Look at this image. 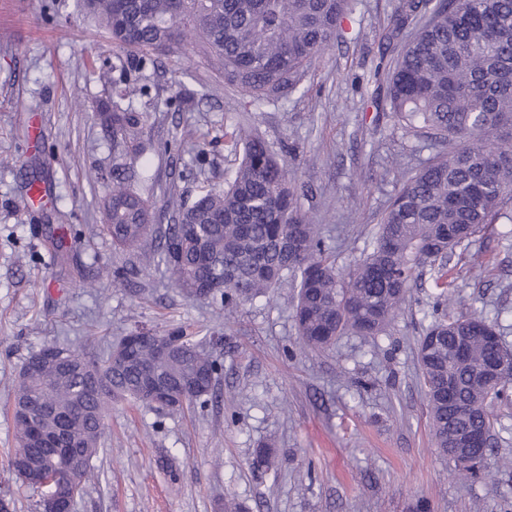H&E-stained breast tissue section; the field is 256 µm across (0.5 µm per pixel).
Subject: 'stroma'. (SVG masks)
I'll list each match as a JSON object with an SVG mask.
<instances>
[{"label": "stroma", "mask_w": 512, "mask_h": 512, "mask_svg": "<svg viewBox=\"0 0 512 512\" xmlns=\"http://www.w3.org/2000/svg\"><path fill=\"white\" fill-rule=\"evenodd\" d=\"M45 0H0V497L12 512H38L39 492L7 472L14 446L13 390L31 353L57 343L105 359L127 332L189 327L215 340L224 364L218 400L182 412L114 403L94 477L72 512H224L233 499L252 512H512V470L462 480L433 445L418 377L417 341L436 317L433 270H424L386 333L339 337L324 352L298 345L291 283L234 314L189 301L152 270L117 280L128 256L97 236L101 180L112 168V140L97 109L112 96L99 71L130 53L87 20L76 0L49 18ZM399 0H351L336 39L303 81L261 103L224 89L214 58L158 53L144 113L139 159L144 193L175 186L194 200L224 186L238 164L226 135L257 129L287 151L304 209L349 272L366 251L379 213L405 175L435 155L423 140L377 112L371 75L393 52L384 40ZM195 92L178 110V92ZM213 141L200 154L165 152L178 129ZM202 163L206 176L181 179ZM39 178L44 197L24 203ZM65 212L75 246L57 263L46 237ZM504 218L456 248L448 287L456 308L497 322L512 347V200ZM275 448L277 473L252 466L258 445Z\"/></svg>", "instance_id": "35a3bbf8"}]
</instances>
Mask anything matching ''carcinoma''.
<instances>
[{"mask_svg":"<svg viewBox=\"0 0 512 512\" xmlns=\"http://www.w3.org/2000/svg\"><path fill=\"white\" fill-rule=\"evenodd\" d=\"M81 7L113 44L140 52L131 63L112 64L113 99L99 108L112 131L102 232L113 250L136 255L153 242L171 287L188 300L219 301L229 314L290 281L298 288L299 342L314 351L348 331L369 338L385 332L427 266L438 267V304H452L446 258L500 218L512 194V0H400L385 39L409 27L415 33L389 64L385 111L430 142L436 157L403 181L370 249L346 274L302 210L304 191L291 184L288 164L255 132L231 135L242 158L225 187L192 202L171 187L161 200L141 193V119L123 102L147 93L138 81L156 69L152 52L188 47L221 63L226 86L256 101L279 95L296 87L334 41L349 0H81ZM162 214L168 223H158ZM165 339L176 342V351L163 360L147 336L133 332L100 364L81 348L61 347L64 363L32 378L28 369L39 353L25 360L15 390L13 455L26 457L35 474L31 488L53 495L69 483V471L53 465L56 449L30 443L26 405L49 432L74 417L59 445L78 451L84 484L113 401L154 408L147 380L171 387L187 377L196 381V393L167 400L165 409L178 412L217 397L218 357L180 327ZM417 356L435 448L446 456L449 434L481 428L483 447L469 452L483 462L464 453L450 461L461 478L486 472L497 443L492 407L512 406V350L483 316L445 313L425 329ZM499 362L506 363V376L490 386L480 370Z\"/></svg>","mask_w":512,"mask_h":512,"instance_id":"1","label":"carcinoma"}]
</instances>
